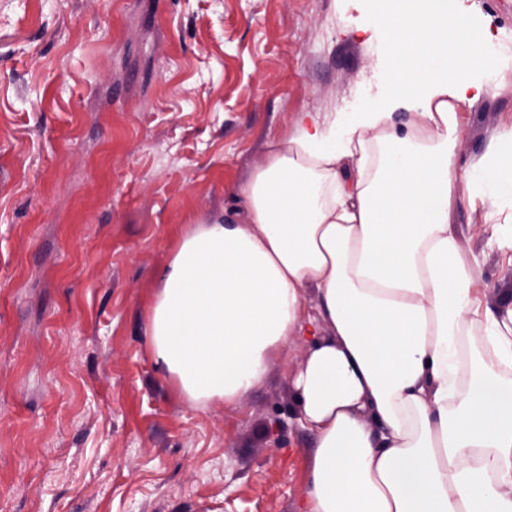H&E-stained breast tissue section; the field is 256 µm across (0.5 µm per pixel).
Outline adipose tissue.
<instances>
[{
  "label": "adipose tissue",
  "instance_id": "1",
  "mask_svg": "<svg viewBox=\"0 0 512 512\" xmlns=\"http://www.w3.org/2000/svg\"><path fill=\"white\" fill-rule=\"evenodd\" d=\"M369 31L381 92L303 113L240 184L243 215L184 225L152 358L191 404L232 408L305 342L300 512H512V303L490 307L454 216L460 197L488 204L512 251V128L458 155L462 113L512 94V62L460 0H375Z\"/></svg>",
  "mask_w": 512,
  "mask_h": 512
}]
</instances>
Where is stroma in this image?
Instances as JSON below:
<instances>
[{
  "mask_svg": "<svg viewBox=\"0 0 512 512\" xmlns=\"http://www.w3.org/2000/svg\"><path fill=\"white\" fill-rule=\"evenodd\" d=\"M512 58V0H463ZM373 0H0V512H296L312 434L295 341L235 409L154 365L146 307L180 225L223 215L302 112L381 90ZM462 158L512 95L462 115ZM491 306L512 262L460 199Z\"/></svg>",
  "mask_w": 512,
  "mask_h": 512,
  "instance_id": "obj_1",
  "label": "stroma"
}]
</instances>
